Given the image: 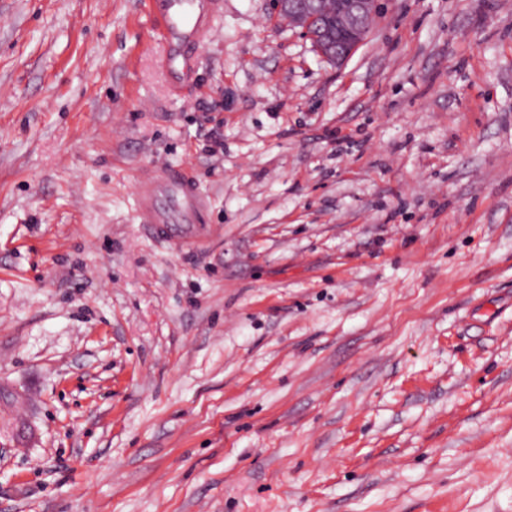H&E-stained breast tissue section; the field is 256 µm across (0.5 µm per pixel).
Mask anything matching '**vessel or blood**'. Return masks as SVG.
Instances as JSON below:
<instances>
[{
  "label": "vessel or blood",
  "mask_w": 512,
  "mask_h": 512,
  "mask_svg": "<svg viewBox=\"0 0 512 512\" xmlns=\"http://www.w3.org/2000/svg\"><path fill=\"white\" fill-rule=\"evenodd\" d=\"M164 44L160 65L171 85H180L195 68L204 35L212 32L222 0H149ZM140 223L161 225L170 238H189V227L205 221V199L195 181L173 167L149 169L138 181Z\"/></svg>",
  "instance_id": "obj_1"
}]
</instances>
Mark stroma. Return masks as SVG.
<instances>
[{
	"label": "stroma",
	"instance_id": "stroma-1",
	"mask_svg": "<svg viewBox=\"0 0 512 512\" xmlns=\"http://www.w3.org/2000/svg\"><path fill=\"white\" fill-rule=\"evenodd\" d=\"M162 47L0 0V512H512V0H381L338 68L224 0L178 95ZM138 195L139 223L163 225L170 238L176 241L190 237L191 224L205 223L204 196L196 182L181 169L146 170L138 181ZM162 197L170 198V210L160 205Z\"/></svg>",
	"mask_w": 512,
	"mask_h": 512
}]
</instances>
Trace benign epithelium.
Here are the masks:
<instances>
[{
  "instance_id": "1",
  "label": "benign epithelium",
  "mask_w": 512,
  "mask_h": 512,
  "mask_svg": "<svg viewBox=\"0 0 512 512\" xmlns=\"http://www.w3.org/2000/svg\"><path fill=\"white\" fill-rule=\"evenodd\" d=\"M326 0H275L282 18L306 39L327 63L346 62L365 40L379 12V0H340L339 10L325 9Z\"/></svg>"
}]
</instances>
